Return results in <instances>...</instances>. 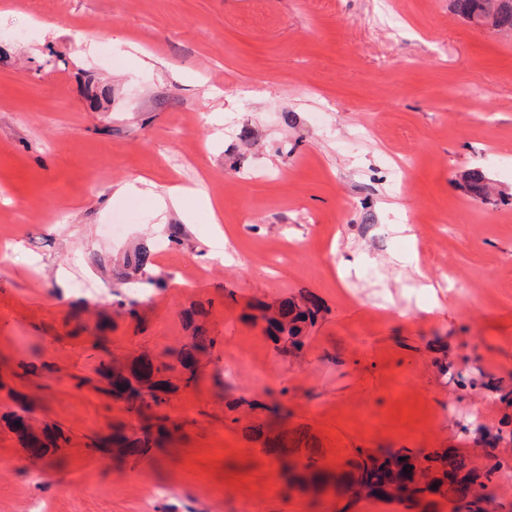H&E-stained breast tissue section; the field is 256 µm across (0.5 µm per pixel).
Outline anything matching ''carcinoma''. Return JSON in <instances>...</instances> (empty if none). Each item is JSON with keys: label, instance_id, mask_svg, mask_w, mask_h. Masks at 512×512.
Segmentation results:
<instances>
[{"label": "carcinoma", "instance_id": "1", "mask_svg": "<svg viewBox=\"0 0 512 512\" xmlns=\"http://www.w3.org/2000/svg\"><path fill=\"white\" fill-rule=\"evenodd\" d=\"M455 11L463 16H470L476 9L494 10L498 14L499 25L503 31H512V6L505 7L499 0H453ZM154 246L141 244L127 258L126 266L140 275L146 284L160 286L162 278L152 270ZM320 309L304 299L297 301L287 299L272 310L260 301L252 307V312L244 315V319L253 323H264L263 331L282 352L299 351L304 346L303 335L307 327L315 325ZM202 315V309L192 305L185 310V320L193 325L192 342L173 351L168 358L153 361L140 359L128 368H111L107 357L110 352L99 357V372L106 377L107 386L100 392L123 403V411L129 422L113 426L112 435L94 443L95 451L105 452L107 446L119 447L124 453L136 458L148 457L164 438L178 433L183 424L173 420L165 411L169 395L176 392L179 386H193L199 378L200 356L213 349L218 343L216 337L208 334L200 324L195 323L196 317ZM246 405L251 410L267 412L272 418L286 414L285 407L277 400L263 402L247 401L236 398L227 404L228 411L235 413ZM7 426L19 434L27 447L36 449V460H46L61 453L69 438L64 431L54 426L47 427L44 433L32 429L28 419L17 413L4 416ZM249 437L262 441L263 451L282 463L287 484L302 490L317 489L328 482L320 471L318 461L310 443L302 436L290 438L288 433L268 436L262 423L245 427ZM308 451L306 462L297 469L288 465V453L297 452L300 448ZM445 456L433 452L415 454L408 449L386 450L380 454L356 450V458L347 462L350 471L340 476L337 483L343 486L346 504L342 512H349L359 500L374 498L407 504L409 508H422L428 512L435 505V498L457 503L459 512H483L479 503L462 499V487L479 483L488 485L509 464L501 460L493 452H488V462L481 473L468 472L460 480L448 479V466L438 465ZM433 468L434 476L430 483L422 488H414L405 494L407 484L414 481L420 465ZM408 473H403V470Z\"/></svg>", "mask_w": 512, "mask_h": 512}]
</instances>
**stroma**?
<instances>
[{"label": "stroma", "instance_id": "obj_1", "mask_svg": "<svg viewBox=\"0 0 512 512\" xmlns=\"http://www.w3.org/2000/svg\"><path fill=\"white\" fill-rule=\"evenodd\" d=\"M389 2L401 30L380 0H0V414L69 436L36 484L0 422V512H330L228 420L239 396L283 403L273 431L307 434L331 479L359 448L512 462V37ZM474 171L501 197H472ZM146 238L163 284L137 285L134 321L115 300ZM301 297L322 308L301 355L244 319ZM194 302L218 343L166 407L183 432L92 451L125 418L95 337L160 356Z\"/></svg>", "mask_w": 512, "mask_h": 512}]
</instances>
